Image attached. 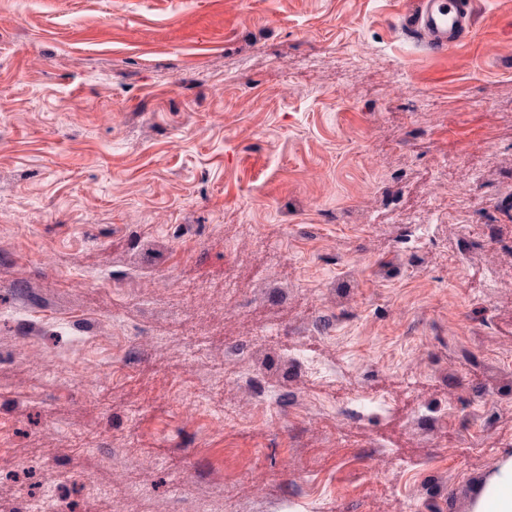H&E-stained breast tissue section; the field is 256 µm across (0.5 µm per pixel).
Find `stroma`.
Masks as SVG:
<instances>
[{"instance_id": "35a3bbf8", "label": "stroma", "mask_w": 512, "mask_h": 512, "mask_svg": "<svg viewBox=\"0 0 512 512\" xmlns=\"http://www.w3.org/2000/svg\"><path fill=\"white\" fill-rule=\"evenodd\" d=\"M406 5L0 0V512H471L512 451V0L444 54ZM47 489L38 497L30 500L25 507V512H69L64 508L60 497L59 488Z\"/></svg>"}]
</instances>
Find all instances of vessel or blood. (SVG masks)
I'll return each mask as SVG.
<instances>
[{"mask_svg": "<svg viewBox=\"0 0 512 512\" xmlns=\"http://www.w3.org/2000/svg\"><path fill=\"white\" fill-rule=\"evenodd\" d=\"M475 23V0H412L402 16L406 32L433 52L456 47Z\"/></svg>", "mask_w": 512, "mask_h": 512, "instance_id": "1", "label": "vessel or blood"}]
</instances>
